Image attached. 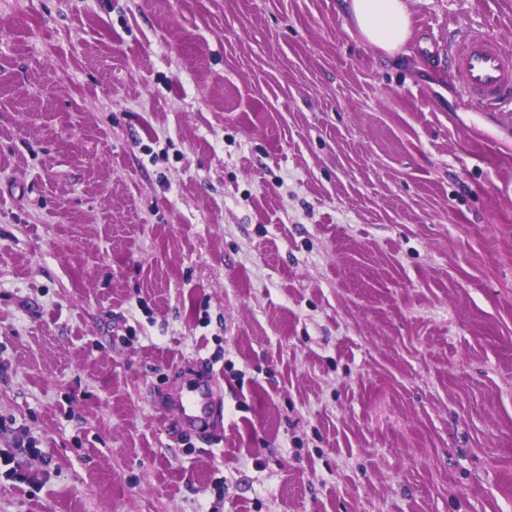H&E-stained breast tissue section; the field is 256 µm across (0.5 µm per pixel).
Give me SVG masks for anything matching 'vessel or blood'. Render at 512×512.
<instances>
[{
  "label": "vessel or blood",
  "mask_w": 512,
  "mask_h": 512,
  "mask_svg": "<svg viewBox=\"0 0 512 512\" xmlns=\"http://www.w3.org/2000/svg\"><path fill=\"white\" fill-rule=\"evenodd\" d=\"M448 80L459 96L482 112L512 104V48L471 27L448 37Z\"/></svg>",
  "instance_id": "1"
}]
</instances>
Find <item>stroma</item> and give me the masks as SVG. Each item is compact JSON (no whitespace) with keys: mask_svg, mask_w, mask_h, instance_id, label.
<instances>
[{"mask_svg":"<svg viewBox=\"0 0 512 512\" xmlns=\"http://www.w3.org/2000/svg\"><path fill=\"white\" fill-rule=\"evenodd\" d=\"M407 4L0 0V512H512V0ZM359 36L389 55L410 39L411 20L406 0H342ZM448 81L474 110L512 104V49L487 33L457 27L448 36Z\"/></svg>","mask_w":512,"mask_h":512,"instance_id":"obj_1","label":"stroma"}]
</instances>
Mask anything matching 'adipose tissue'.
Segmentation results:
<instances>
[{
	"instance_id": "adipose-tissue-1",
	"label": "adipose tissue",
	"mask_w": 512,
	"mask_h": 512,
	"mask_svg": "<svg viewBox=\"0 0 512 512\" xmlns=\"http://www.w3.org/2000/svg\"><path fill=\"white\" fill-rule=\"evenodd\" d=\"M343 7L359 36L387 54L399 52L411 37L405 0H345Z\"/></svg>"
}]
</instances>
